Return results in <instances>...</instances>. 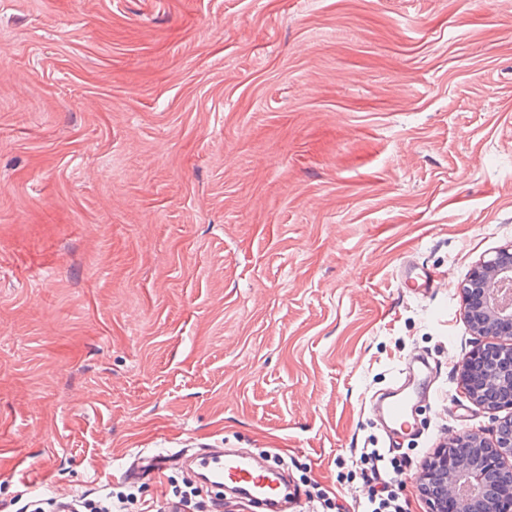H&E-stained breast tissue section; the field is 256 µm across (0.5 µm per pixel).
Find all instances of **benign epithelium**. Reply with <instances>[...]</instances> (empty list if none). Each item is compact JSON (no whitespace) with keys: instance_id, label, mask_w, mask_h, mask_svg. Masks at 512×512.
I'll return each mask as SVG.
<instances>
[{"instance_id":"benign-epithelium-1","label":"benign epithelium","mask_w":512,"mask_h":512,"mask_svg":"<svg viewBox=\"0 0 512 512\" xmlns=\"http://www.w3.org/2000/svg\"><path fill=\"white\" fill-rule=\"evenodd\" d=\"M464 317L484 341L461 365L462 386L496 422L494 438L466 433L424 461L415 484L427 512H512V251L476 266L462 288Z\"/></svg>"}]
</instances>
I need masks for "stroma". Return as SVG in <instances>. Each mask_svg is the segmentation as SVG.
I'll return each mask as SVG.
<instances>
[{
  "label": "stroma",
  "mask_w": 512,
  "mask_h": 512,
  "mask_svg": "<svg viewBox=\"0 0 512 512\" xmlns=\"http://www.w3.org/2000/svg\"><path fill=\"white\" fill-rule=\"evenodd\" d=\"M512 248V0H0V512L158 448L362 512L368 408L438 367L396 490L490 416L461 285ZM439 272L405 287L407 262Z\"/></svg>",
  "instance_id": "stroma-1"
}]
</instances>
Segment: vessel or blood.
Instances as JSON below:
<instances>
[{"label": "vessel or blood", "instance_id": "b4317fda", "mask_svg": "<svg viewBox=\"0 0 512 512\" xmlns=\"http://www.w3.org/2000/svg\"><path fill=\"white\" fill-rule=\"evenodd\" d=\"M437 371L428 359L412 357L394 385L369 399L371 413L381 422L389 439L411 431L414 407L433 399V378ZM176 457L175 452L152 453L142 461L120 468L128 480L156 479L164 474ZM203 489L224 490L240 506L264 505L267 512H292L295 503L282 489L288 484L280 468L266 465L247 449L208 448L189 458Z\"/></svg>", "mask_w": 512, "mask_h": 512}]
</instances>
